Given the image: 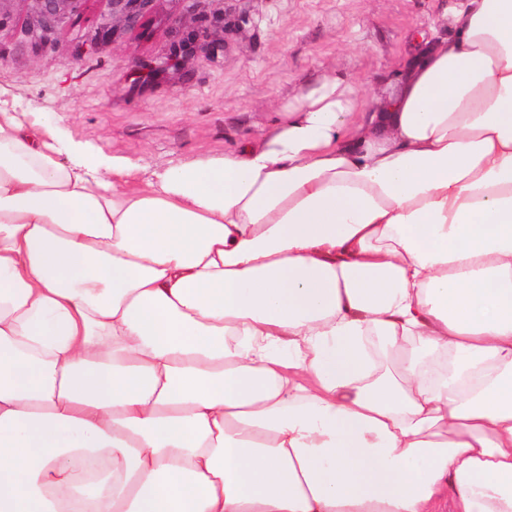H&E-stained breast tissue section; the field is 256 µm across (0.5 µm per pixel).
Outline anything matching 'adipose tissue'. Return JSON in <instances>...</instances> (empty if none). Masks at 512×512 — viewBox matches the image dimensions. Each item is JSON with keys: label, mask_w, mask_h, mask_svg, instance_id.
I'll return each mask as SVG.
<instances>
[{"label": "adipose tissue", "mask_w": 512, "mask_h": 512, "mask_svg": "<svg viewBox=\"0 0 512 512\" xmlns=\"http://www.w3.org/2000/svg\"><path fill=\"white\" fill-rule=\"evenodd\" d=\"M51 136L0 107V512H512V0L217 159Z\"/></svg>", "instance_id": "obj_1"}]
</instances>
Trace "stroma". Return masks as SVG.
<instances>
[{
  "instance_id": "obj_1",
  "label": "stroma",
  "mask_w": 512,
  "mask_h": 512,
  "mask_svg": "<svg viewBox=\"0 0 512 512\" xmlns=\"http://www.w3.org/2000/svg\"><path fill=\"white\" fill-rule=\"evenodd\" d=\"M447 0H157L140 26L98 40L106 0H83L43 46L24 35L23 0L0 14V106L40 114L62 161L140 177L220 158L275 127L297 97L332 77L356 91L394 83L411 34ZM208 29L223 47L201 49ZM98 40L76 56L78 44ZM188 57L166 67L175 50Z\"/></svg>"
}]
</instances>
